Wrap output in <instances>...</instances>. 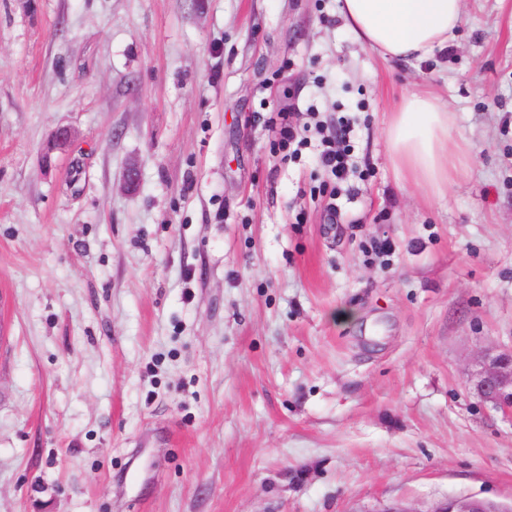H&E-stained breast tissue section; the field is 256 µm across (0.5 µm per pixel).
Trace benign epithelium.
I'll return each instance as SVG.
<instances>
[{
    "instance_id": "1",
    "label": "benign epithelium",
    "mask_w": 512,
    "mask_h": 512,
    "mask_svg": "<svg viewBox=\"0 0 512 512\" xmlns=\"http://www.w3.org/2000/svg\"><path fill=\"white\" fill-rule=\"evenodd\" d=\"M475 369L466 382L482 402L512 414V347L489 345L474 357ZM432 512H512L509 507L474 497H453L437 503Z\"/></svg>"
}]
</instances>
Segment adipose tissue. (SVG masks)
I'll return each instance as SVG.
<instances>
[{
	"mask_svg": "<svg viewBox=\"0 0 512 512\" xmlns=\"http://www.w3.org/2000/svg\"><path fill=\"white\" fill-rule=\"evenodd\" d=\"M344 28L383 59L421 61L447 49L457 35L462 0H340ZM398 173L443 191L458 168L448 152V109L435 97L412 94L398 102L386 129Z\"/></svg>",
	"mask_w": 512,
	"mask_h": 512,
	"instance_id": "1",
	"label": "adipose tissue"
}]
</instances>
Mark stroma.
I'll list each match as a JSON object with an SVG mask.
<instances>
[{"label":"stroma","instance_id":"obj_1","mask_svg":"<svg viewBox=\"0 0 512 512\" xmlns=\"http://www.w3.org/2000/svg\"><path fill=\"white\" fill-rule=\"evenodd\" d=\"M417 89L452 116L441 197L388 157ZM280 112L350 122L347 195L317 142L275 148ZM489 342L512 0L400 64L337 0H0V512L510 505L512 417L466 385ZM510 507L474 497H453L437 503L431 512H510Z\"/></svg>","mask_w":512,"mask_h":512}]
</instances>
